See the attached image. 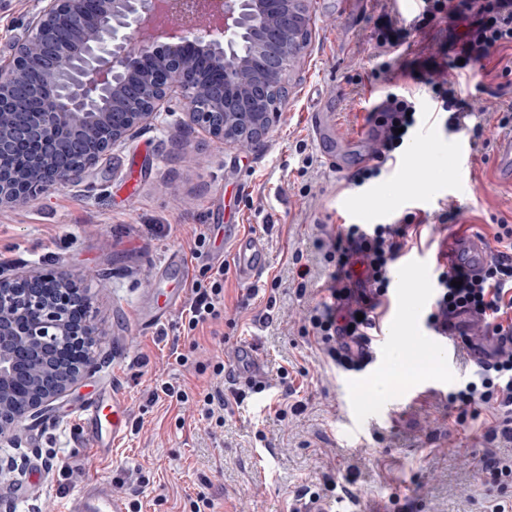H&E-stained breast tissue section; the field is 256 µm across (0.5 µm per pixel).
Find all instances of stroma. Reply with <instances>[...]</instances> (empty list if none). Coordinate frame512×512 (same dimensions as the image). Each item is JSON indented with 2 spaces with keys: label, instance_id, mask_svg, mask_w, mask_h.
I'll return each mask as SVG.
<instances>
[{
  "label": "stroma",
  "instance_id": "stroma-1",
  "mask_svg": "<svg viewBox=\"0 0 512 512\" xmlns=\"http://www.w3.org/2000/svg\"><path fill=\"white\" fill-rule=\"evenodd\" d=\"M310 36L281 107V119L264 142L242 148L183 125L184 104L164 102L156 121L139 127L74 186L53 189L21 208L0 209V267L20 271L63 269L87 276L96 322L102 331L91 372L60 395L38 420L24 421L14 445L0 451L11 470L0 479V512H61L83 482H112L117 494L137 495L142 512H188V496L211 483L214 512H291L304 489L328 494L332 512H484L487 487L480 472L483 441L477 429L453 427L433 388L452 391L474 365L455 352L446 377L429 378L430 392L402 405L370 409L359 438L343 433L348 408L361 407L367 373L336 370L312 337L301 335L304 311L326 295L328 272L312 243L322 228L340 224H388L399 220L414 197L442 196L437 180L409 183L382 174L366 190L351 188L345 172L318 159L299 175V148L315 152L306 117L332 98L340 122L351 131L364 124L370 102L388 87L374 78V35L379 0L347 14L339 0H308ZM40 8L38 0H0V64ZM491 150L474 153L473 186H460L462 209L444 237H430L427 256L453 250L461 238L489 235L491 216H512V187L493 181ZM309 196H301L304 184ZM270 233H263L266 221ZM242 224L264 234L269 267L280 277L274 309L254 284L230 275L224 303L228 349L257 343L264 377L277 383L279 367L293 374V400L305 410L278 421L274 410L249 400L212 433L206 422L182 417L176 404L151 401L156 384L195 387L194 372L176 362L171 339L179 317L161 329L138 331L129 321L153 286L152 268L175 250L188 251L192 230H211L220 247L221 225ZM303 251L313 279L305 296L291 284L290 263ZM119 375L127 391L132 429L99 458L76 447L78 412L96 399L107 379ZM263 430L267 447L254 434ZM149 477L139 488L138 476Z\"/></svg>",
  "mask_w": 512,
  "mask_h": 512
}]
</instances>
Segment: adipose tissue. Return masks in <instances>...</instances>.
Segmentation results:
<instances>
[{"instance_id":"obj_1","label":"adipose tissue","mask_w":512,"mask_h":512,"mask_svg":"<svg viewBox=\"0 0 512 512\" xmlns=\"http://www.w3.org/2000/svg\"><path fill=\"white\" fill-rule=\"evenodd\" d=\"M447 370V362L434 351L424 349L411 356L405 352L402 341H395L388 362L368 381L365 400L368 405H379L388 395L410 386L419 378Z\"/></svg>"}]
</instances>
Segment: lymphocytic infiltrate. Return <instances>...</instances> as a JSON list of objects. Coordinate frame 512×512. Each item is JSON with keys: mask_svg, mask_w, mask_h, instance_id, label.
<instances>
[{"mask_svg": "<svg viewBox=\"0 0 512 512\" xmlns=\"http://www.w3.org/2000/svg\"><path fill=\"white\" fill-rule=\"evenodd\" d=\"M416 27L448 24L445 40L436 56L417 71L395 67L393 54L404 43V28L398 20L385 17L375 35L376 75L389 83L384 98L374 103L371 113L382 128L374 160L352 175L350 184L361 189L379 178L387 163L395 161L426 122L427 113L444 117V128L451 134L468 133L471 146H479L485 123L482 113L463 99L454 82L445 76L454 69L461 77H475L486 60V80H477L476 95L499 99V128L512 130V100L506 99V81L512 78V0H419L412 19ZM427 90L426 98L412 91V84ZM421 217L406 212L394 224H344L337 232L318 238L326 263L332 264L328 295L310 309L300 327L312 337L325 357L337 368L355 370L357 364L336 341L339 324H346L353 342L371 341L380 331L388 311L394 286V263L404 253L422 246ZM494 252L487 269L478 276L461 270L440 269L435 279V294L426 315L431 330L463 329L465 320L483 328L485 345L465 341L463 350L474 354L477 370L472 380L446 393L443 403L454 412V422L466 426L480 421L486 451L481 471L488 485L512 483V457H504L493 446L501 440L512 442V223L505 218L491 224ZM230 274L226 262L205 264L201 276L191 285V301L181 320L189 340L187 352L177 362L192 364L197 375L209 378V385L196 393L181 386L162 383L159 390L177 403H195L202 418L220 428L227 414L248 397L268 392L264 381L223 391L224 358L216 355L206 361H190L200 343L199 328L210 327L211 340L223 345L224 335L217 325L224 320V284ZM365 277L368 286L355 291L352 282Z\"/></svg>", "mask_w": 512, "mask_h": 512, "instance_id": "obj_1", "label": "lymphocytic infiltrate"}]
</instances>
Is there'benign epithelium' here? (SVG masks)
<instances>
[{
	"label": "benign epithelium",
	"instance_id": "7a95c632",
	"mask_svg": "<svg viewBox=\"0 0 512 512\" xmlns=\"http://www.w3.org/2000/svg\"><path fill=\"white\" fill-rule=\"evenodd\" d=\"M11 63L0 67V208L82 181L173 95L183 123L257 145L280 117L279 91L302 56L306 0H203L204 33L179 0H43ZM93 5L108 21L89 27ZM285 17L276 47L249 58L260 24ZM80 278L0 268V445L87 373L101 331Z\"/></svg>",
	"mask_w": 512,
	"mask_h": 512
}]
</instances>
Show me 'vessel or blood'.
Wrapping results in <instances>:
<instances>
[{
    "label": "vessel or blood",
    "mask_w": 512,
    "mask_h": 512,
    "mask_svg": "<svg viewBox=\"0 0 512 512\" xmlns=\"http://www.w3.org/2000/svg\"><path fill=\"white\" fill-rule=\"evenodd\" d=\"M308 130L324 159L336 171H345L349 158L358 163H370L377 145V126L370 123L359 132L343 130L331 103L308 113ZM450 169L458 179H467L472 173L471 148L463 136L448 140ZM493 167L497 179L512 184V133L499 135L495 141ZM491 257L485 238L473 235L459 240L445 262L471 275L482 274ZM215 261H230L238 277L246 282L260 278L266 270L267 244L263 236L245 233L238 224L224 227V246L215 250ZM189 264L179 251L169 253L167 259L153 270L156 283L144 306L132 315L135 328L143 330L162 317L183 307ZM263 369V358L258 349L245 346L236 353L227 372L237 384L258 378ZM78 417L82 423L80 447L94 449L96 454L108 456L113 446L123 439L130 425L131 414L118 380H109L97 400L82 409ZM63 512H127V502L113 490L110 483L93 478L78 494L67 498Z\"/></svg>",
    "instance_id": "obj_1"
}]
</instances>
